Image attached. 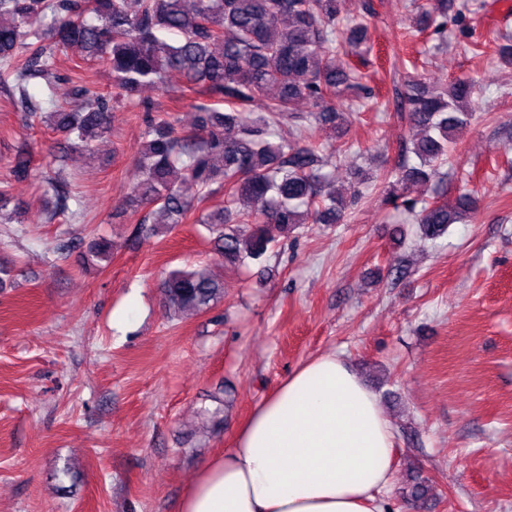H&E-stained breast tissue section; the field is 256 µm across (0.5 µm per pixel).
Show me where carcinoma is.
Segmentation results:
<instances>
[{"mask_svg": "<svg viewBox=\"0 0 512 512\" xmlns=\"http://www.w3.org/2000/svg\"><path fill=\"white\" fill-rule=\"evenodd\" d=\"M439 2L420 7L417 32L444 30ZM339 25L338 0H0V85L19 95L30 119L90 155L112 126L114 100L134 108L141 87L173 84L207 97L192 104L195 121L187 131L176 132L167 118L146 125L125 202L163 224L202 225L218 259L240 266L271 252V229L288 236L302 224H340L356 203L336 190L333 174L324 171L328 158L309 139L320 125L342 128L336 99L355 81L352 58L370 50L364 18ZM74 47L106 67L109 95L86 87L68 98L57 94V55ZM33 77L45 81V108L29 98ZM475 88L469 78L429 87L411 76L397 108L411 130L403 150L418 163L379 183L384 199L401 203L426 240L443 237L476 208L471 194L453 204L430 195L458 134L471 125ZM255 107L258 115L244 119ZM288 122L293 143L278 133ZM32 170L30 153L15 155V176ZM414 185L423 187L418 198L408 197ZM0 223H26L2 186ZM111 258L105 240L82 255L90 268ZM161 288L172 317L202 313L224 295L223 281L202 266L169 271ZM432 495L434 487L419 475L403 491L418 505Z\"/></svg>", "mask_w": 512, "mask_h": 512, "instance_id": "carcinoma-1", "label": "carcinoma"}]
</instances>
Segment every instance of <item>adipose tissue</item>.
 I'll return each instance as SVG.
<instances>
[{"instance_id":"obj_1","label":"adipose tissue","mask_w":512,"mask_h":512,"mask_svg":"<svg viewBox=\"0 0 512 512\" xmlns=\"http://www.w3.org/2000/svg\"><path fill=\"white\" fill-rule=\"evenodd\" d=\"M393 451L376 395L344 358L319 355L255 407L178 512H384Z\"/></svg>"}]
</instances>
